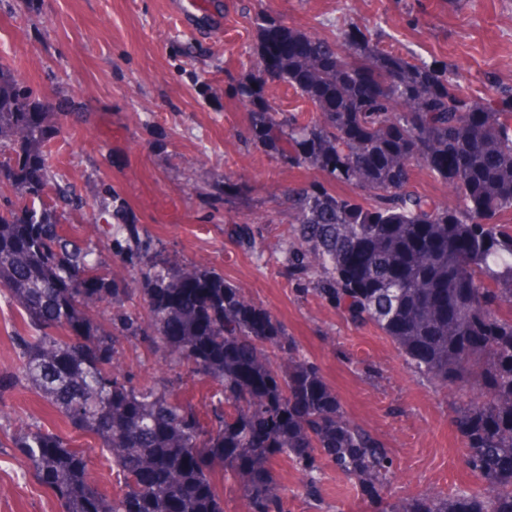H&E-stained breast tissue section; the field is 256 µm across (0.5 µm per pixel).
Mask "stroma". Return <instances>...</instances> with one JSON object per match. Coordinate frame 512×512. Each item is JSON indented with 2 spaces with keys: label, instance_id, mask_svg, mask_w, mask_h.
Here are the masks:
<instances>
[{
  "label": "stroma",
  "instance_id": "35a3bbf8",
  "mask_svg": "<svg viewBox=\"0 0 512 512\" xmlns=\"http://www.w3.org/2000/svg\"><path fill=\"white\" fill-rule=\"evenodd\" d=\"M180 0H0V64L30 85L53 130L44 151L56 187L45 199L61 224L97 248L107 271L134 280L112 249L111 225L141 226L172 263L223 273L271 310L321 368L351 419L390 449V495L475 486L452 424L454 395L416 376L373 327L356 328L288 280L287 190L321 179L255 147L249 112L233 96L254 72L270 12L286 25L331 36L356 26L381 46L450 62L471 92L512 87V0H213L222 28L184 22ZM229 224L259 230L243 250ZM20 308L0 293V373L13 370V336L26 334ZM9 409L0 440L41 421L91 449L92 472L111 487L93 436L68 432L34 390L0 393ZM339 512H377L335 472L324 481ZM0 512H61L25 460L0 447Z\"/></svg>",
  "mask_w": 512,
  "mask_h": 512
}]
</instances>
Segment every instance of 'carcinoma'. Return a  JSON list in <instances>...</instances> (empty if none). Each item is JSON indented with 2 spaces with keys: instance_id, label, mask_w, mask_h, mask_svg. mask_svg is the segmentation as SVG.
<instances>
[{
  "instance_id": "carcinoma-1",
  "label": "carcinoma",
  "mask_w": 512,
  "mask_h": 512,
  "mask_svg": "<svg viewBox=\"0 0 512 512\" xmlns=\"http://www.w3.org/2000/svg\"><path fill=\"white\" fill-rule=\"evenodd\" d=\"M254 24L257 73L235 87L251 141L326 176L288 189V275L459 396L454 425L480 485L390 499L388 448L347 416L272 312L214 270L158 260L135 224L112 225V245L137 287L103 270L42 200L54 180L46 113L0 67V182L25 199L0 212V292L29 326L56 331L13 337L19 364L0 374V390L24 382L68 427L95 437L119 492L109 495L85 452L37 422L11 447L63 512H224L221 479L239 486L247 512H285L281 460L301 472L300 496L319 512H329L327 469L382 512H512V89L470 94L448 64L383 48L356 26L326 37L265 15ZM268 81L306 98L316 116L278 117ZM414 167L455 202L418 192ZM225 231L260 245L248 224ZM133 293L142 310L118 324L98 318ZM125 343L162 352L176 373L163 384L134 380L121 367ZM179 368L217 386L211 410L174 397Z\"/></svg>"
}]
</instances>
